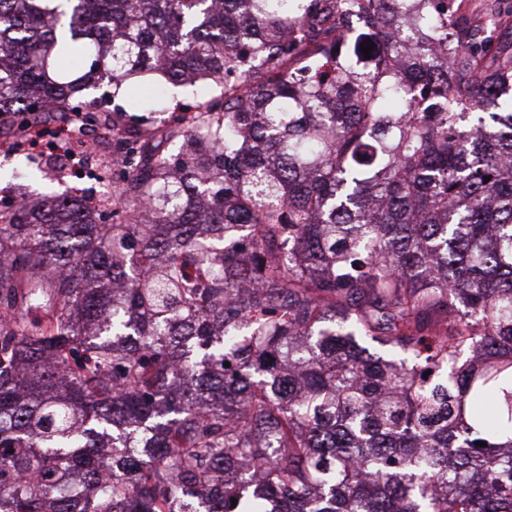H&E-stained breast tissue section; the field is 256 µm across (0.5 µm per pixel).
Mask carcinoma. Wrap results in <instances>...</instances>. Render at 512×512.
<instances>
[{
    "instance_id": "cac0c4a2",
    "label": "carcinoma",
    "mask_w": 512,
    "mask_h": 512,
    "mask_svg": "<svg viewBox=\"0 0 512 512\" xmlns=\"http://www.w3.org/2000/svg\"><path fill=\"white\" fill-rule=\"evenodd\" d=\"M468 3L0 0L15 152L112 136V210L0 211V512H512V0Z\"/></svg>"
}]
</instances>
